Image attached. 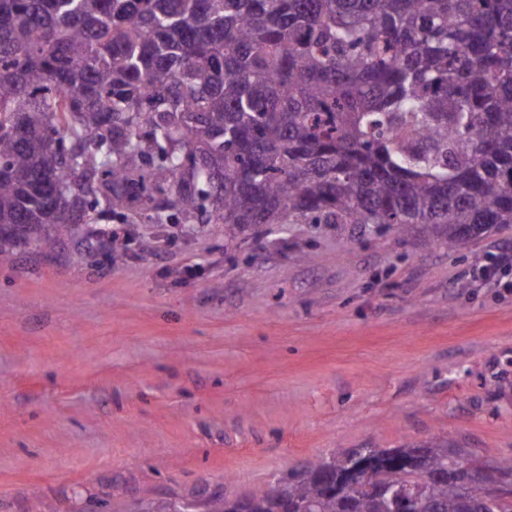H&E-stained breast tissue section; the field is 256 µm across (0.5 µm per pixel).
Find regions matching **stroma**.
I'll use <instances>...</instances> for the list:
<instances>
[{
	"label": "stroma",
	"instance_id": "obj_1",
	"mask_svg": "<svg viewBox=\"0 0 512 512\" xmlns=\"http://www.w3.org/2000/svg\"><path fill=\"white\" fill-rule=\"evenodd\" d=\"M103 227L122 251L0 245V512L245 497L350 448L512 458V271L471 278L512 232Z\"/></svg>",
	"mask_w": 512,
	"mask_h": 512
}]
</instances>
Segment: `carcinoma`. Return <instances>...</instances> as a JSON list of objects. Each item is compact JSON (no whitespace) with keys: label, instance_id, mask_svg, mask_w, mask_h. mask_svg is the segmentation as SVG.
I'll list each match as a JSON object with an SVG mask.
<instances>
[{"label":"carcinoma","instance_id":"cac0c4a2","mask_svg":"<svg viewBox=\"0 0 512 512\" xmlns=\"http://www.w3.org/2000/svg\"><path fill=\"white\" fill-rule=\"evenodd\" d=\"M135 207L232 229L422 224L453 252L512 231V0H0V242L48 249L51 228ZM360 461L381 492L344 483ZM470 463L446 445L336 451L246 501L512 512Z\"/></svg>","mask_w":512,"mask_h":512}]
</instances>
